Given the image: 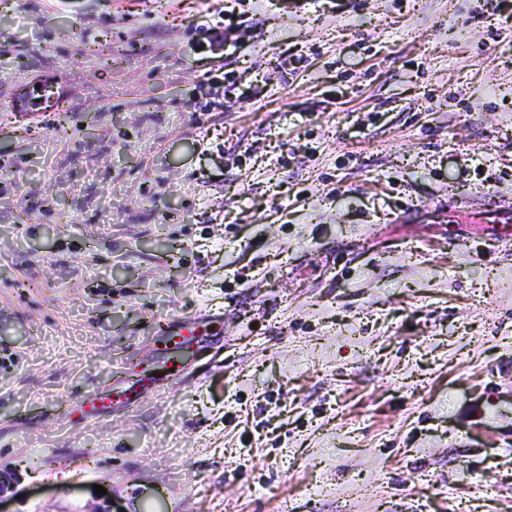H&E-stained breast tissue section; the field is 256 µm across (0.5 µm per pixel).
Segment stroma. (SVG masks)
Here are the masks:
<instances>
[{"mask_svg": "<svg viewBox=\"0 0 512 512\" xmlns=\"http://www.w3.org/2000/svg\"><path fill=\"white\" fill-rule=\"evenodd\" d=\"M224 5L0 9V512H512V10ZM219 15L218 18L221 21H217L215 24L206 22L195 25L194 20L190 23L188 28L189 32H192L190 44L197 50L207 52L206 48H209V51H215L222 47L238 44L239 38L236 33L229 30L230 25L224 31V11H220ZM204 39L209 43L208 46L202 42Z\"/></svg>", "mask_w": 512, "mask_h": 512, "instance_id": "35a3bbf8", "label": "stroma"}]
</instances>
